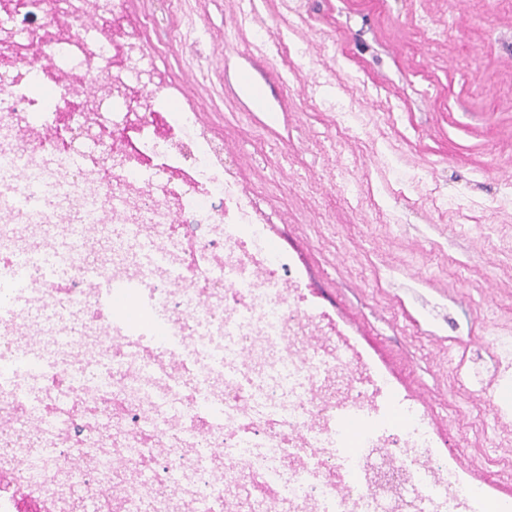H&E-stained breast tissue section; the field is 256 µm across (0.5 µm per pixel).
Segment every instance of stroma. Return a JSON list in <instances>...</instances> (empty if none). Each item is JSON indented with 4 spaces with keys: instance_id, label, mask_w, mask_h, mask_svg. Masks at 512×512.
<instances>
[{
    "instance_id": "35a3bbf8",
    "label": "stroma",
    "mask_w": 512,
    "mask_h": 512,
    "mask_svg": "<svg viewBox=\"0 0 512 512\" xmlns=\"http://www.w3.org/2000/svg\"><path fill=\"white\" fill-rule=\"evenodd\" d=\"M189 6L197 53L157 66L305 294L427 414L453 476L512 498V0H255L242 23L238 0ZM328 97L364 111L337 123Z\"/></svg>"
}]
</instances>
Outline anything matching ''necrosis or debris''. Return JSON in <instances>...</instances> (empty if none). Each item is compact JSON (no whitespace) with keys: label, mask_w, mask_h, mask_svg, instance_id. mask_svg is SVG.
<instances>
[{"label":"necrosis or debris","mask_w":512,"mask_h":512,"mask_svg":"<svg viewBox=\"0 0 512 512\" xmlns=\"http://www.w3.org/2000/svg\"><path fill=\"white\" fill-rule=\"evenodd\" d=\"M126 7L10 0L0 26V512H73L61 468L85 512H476L424 413L379 416L384 374L262 248ZM361 408L377 419L345 430Z\"/></svg>","instance_id":"obj_1"}]
</instances>
